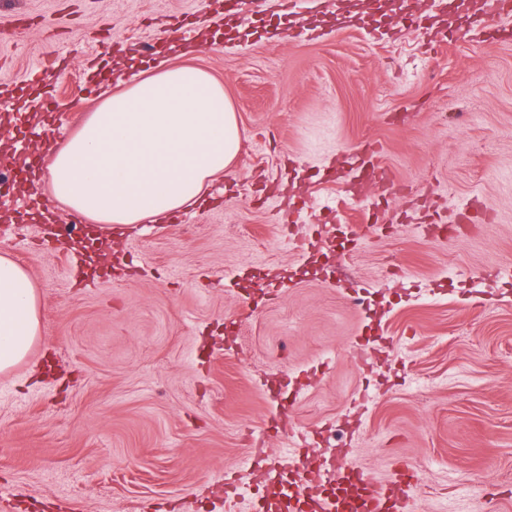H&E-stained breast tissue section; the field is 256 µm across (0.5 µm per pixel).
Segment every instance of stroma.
Listing matches in <instances>:
<instances>
[{
    "label": "stroma",
    "instance_id": "obj_1",
    "mask_svg": "<svg viewBox=\"0 0 512 512\" xmlns=\"http://www.w3.org/2000/svg\"><path fill=\"white\" fill-rule=\"evenodd\" d=\"M420 25L393 37L394 4ZM316 25L289 37L284 0L217 10L201 0H0V94L17 90L52 35L64 71L61 143L107 80L149 64L170 25L191 22L172 64L224 86L240 149L188 221L94 225L48 240L29 188L0 203V254L33 281L41 330L0 373V502L9 512H248L225 508V473L271 421L273 448L303 447L359 417L350 461L382 484L410 464L417 512H512V37L465 33L448 0H299ZM374 147L392 176L430 186L441 217L472 198L494 221L445 239L404 200L338 219L313 208L344 260L282 242L298 195L351 200Z\"/></svg>",
    "mask_w": 512,
    "mask_h": 512
}]
</instances>
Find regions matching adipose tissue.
I'll return each mask as SVG.
<instances>
[{
  "label": "adipose tissue",
  "instance_id": "adipose-tissue-1",
  "mask_svg": "<svg viewBox=\"0 0 512 512\" xmlns=\"http://www.w3.org/2000/svg\"><path fill=\"white\" fill-rule=\"evenodd\" d=\"M240 134L224 87L207 71L160 58L121 90H104L48 166L55 200L99 224H158L195 206L236 158ZM26 271L0 256V372L39 334Z\"/></svg>",
  "mask_w": 512,
  "mask_h": 512
}]
</instances>
